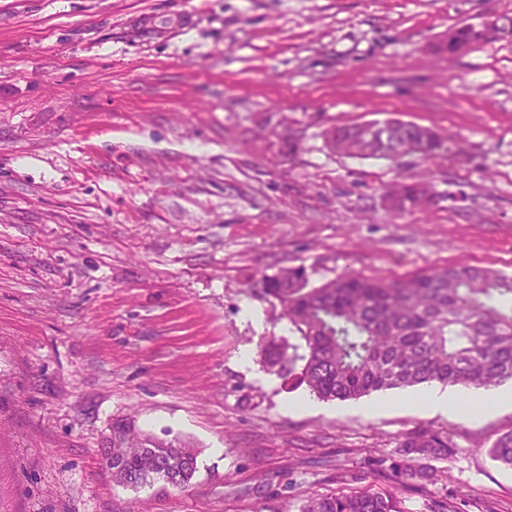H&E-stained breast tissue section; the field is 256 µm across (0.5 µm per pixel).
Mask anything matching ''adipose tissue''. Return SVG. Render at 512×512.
<instances>
[{
	"instance_id": "adipose-tissue-1",
	"label": "adipose tissue",
	"mask_w": 512,
	"mask_h": 512,
	"mask_svg": "<svg viewBox=\"0 0 512 512\" xmlns=\"http://www.w3.org/2000/svg\"><path fill=\"white\" fill-rule=\"evenodd\" d=\"M510 405L512 406L511 385L476 393L431 383L422 385L419 390L404 397L385 396L366 400L357 405L356 411L372 416L396 406H405L427 414L441 413L478 420Z\"/></svg>"
}]
</instances>
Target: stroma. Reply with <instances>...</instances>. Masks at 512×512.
Wrapping results in <instances>:
<instances>
[{"mask_svg": "<svg viewBox=\"0 0 512 512\" xmlns=\"http://www.w3.org/2000/svg\"><path fill=\"white\" fill-rule=\"evenodd\" d=\"M506 15L512 0H0V512H301L366 490L512 512V468L489 454L512 408L284 413L298 389L260 345L300 335L251 288L300 264L314 287L512 274V37L426 51ZM388 118L447 135L446 160L351 159L322 137ZM426 171L436 203L390 216L387 185ZM125 418L195 446L189 488L112 482L100 450ZM421 428L453 444L429 462L446 485L389 469Z\"/></svg>", "mask_w": 512, "mask_h": 512, "instance_id": "35a3bbf8", "label": "stroma"}]
</instances>
